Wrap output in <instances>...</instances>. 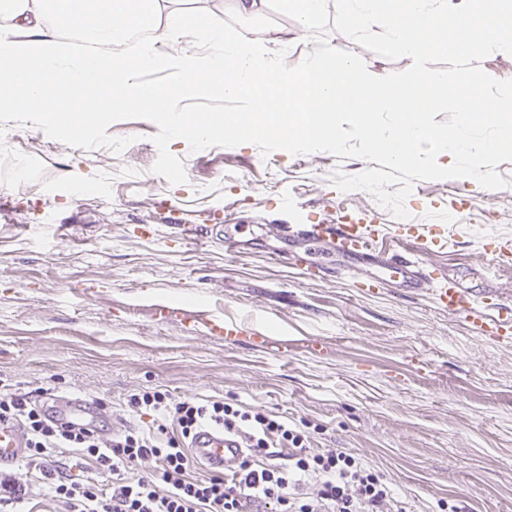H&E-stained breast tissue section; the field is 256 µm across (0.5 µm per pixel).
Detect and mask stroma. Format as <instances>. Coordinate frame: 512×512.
I'll use <instances>...</instances> for the list:
<instances>
[{"label":"stroma","mask_w":512,"mask_h":512,"mask_svg":"<svg viewBox=\"0 0 512 512\" xmlns=\"http://www.w3.org/2000/svg\"><path fill=\"white\" fill-rule=\"evenodd\" d=\"M225 21L286 39L289 68L327 40L375 73L411 66L387 52L384 19L353 33L340 0L305 33L276 9ZM471 66L484 96H512V48L474 46ZM21 159L32 180L13 178ZM488 163V185L400 167L350 124L337 150L261 137L198 146L136 109L90 119L71 144L37 113L0 109V383L39 402L47 390L102 399L115 431L138 424L125 403L145 388L239 401L314 424L315 447L384 473L403 512H512V342L485 339L398 278L367 291L372 268L288 237L345 216L442 225L447 251L417 253L420 265L512 298V264L484 252L489 239L512 252V149ZM212 316L253 334L207 335Z\"/></svg>","instance_id":"35a3bbf8"}]
</instances>
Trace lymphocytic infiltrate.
I'll return each instance as SVG.
<instances>
[{"label": "lymphocytic infiltrate", "instance_id": "lymphocytic-infiltrate-1", "mask_svg": "<svg viewBox=\"0 0 512 512\" xmlns=\"http://www.w3.org/2000/svg\"><path fill=\"white\" fill-rule=\"evenodd\" d=\"M142 426L115 434L98 420L74 423L0 394V423L23 433L34 483L0 474V512L48 486L58 512H384L394 502L384 474L343 448H316L309 431L218 399H173L151 388L131 394ZM222 426L245 452L234 471L195 473L187 447L197 429ZM286 465H279V458ZM154 465L141 471L142 462Z\"/></svg>", "mask_w": 512, "mask_h": 512}]
</instances>
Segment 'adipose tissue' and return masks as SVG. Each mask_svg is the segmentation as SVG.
Instances as JSON below:
<instances>
[{"mask_svg": "<svg viewBox=\"0 0 512 512\" xmlns=\"http://www.w3.org/2000/svg\"><path fill=\"white\" fill-rule=\"evenodd\" d=\"M271 0H231L230 4L188 9L184 0H0V72L9 93L0 105L39 112L54 136H62L61 114L81 134L87 114L105 108L154 113L174 141L205 143L220 137H264L303 149L339 146V127L352 117L368 148L401 166L424 165L451 179L489 182L484 159L512 143V98L491 100L470 81L474 45H512V0H343V18L355 32L377 15L387 22L389 52L410 60L405 74H374L362 60L338 55L330 43L309 52L298 70L280 64L281 49L251 29H227V11L259 19ZM139 28L156 40L191 35L209 45L201 56L173 61L176 79L161 86L142 82L143 71L163 66L155 49L132 42ZM26 39H16V32ZM448 51L459 60L452 74L430 67L431 57ZM217 91L244 107L208 113L186 132L179 102L189 91ZM461 117L456 124L430 121L447 99ZM390 112L391 125L365 119ZM490 124L496 133L476 137Z\"/></svg>", "mask_w": 512, "mask_h": 512, "instance_id": "ef3b65f1", "label": "adipose tissue"}]
</instances>
